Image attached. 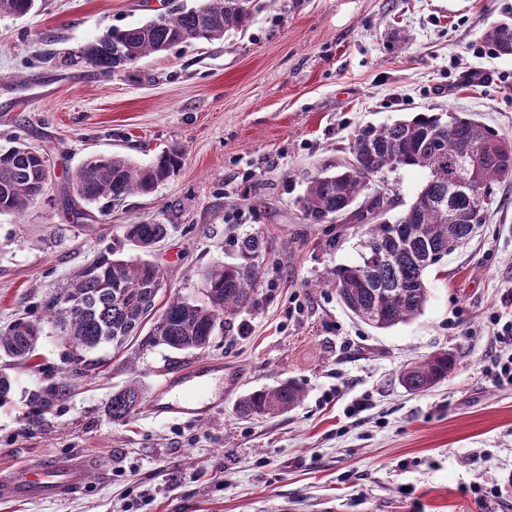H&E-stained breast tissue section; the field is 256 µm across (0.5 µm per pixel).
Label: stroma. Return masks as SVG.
I'll return each instance as SVG.
<instances>
[{"label":"stroma","mask_w":512,"mask_h":512,"mask_svg":"<svg viewBox=\"0 0 512 512\" xmlns=\"http://www.w3.org/2000/svg\"><path fill=\"white\" fill-rule=\"evenodd\" d=\"M198 0H37L0 18V145L46 150L44 196L0 215V327L36 318L46 296L127 224H166L151 259L160 300L199 295L203 274L239 258L250 235L265 248L256 303L204 351L131 343L105 347L98 372L68 380V349L44 325L32 364L0 354L13 380L0 406V472L80 457L88 484L56 501L2 500L0 512H512V384L491 377L501 350L491 315L512 319V185L474 237L427 276L414 321L387 330L353 317L328 272L356 261L365 225L313 224L297 197L308 176L350 157L359 128L419 112L468 114L512 138V55L483 36L512 0H258L247 25L190 41L112 77L67 64L106 31ZM485 73L472 86L463 76ZM179 149L180 171L148 196L76 217L69 178L89 157L150 164ZM448 351L456 366L408 393L409 362ZM224 365V406L199 419L149 412L162 384L188 368ZM292 379L302 403L241 419L242 395ZM70 381L48 413L32 392ZM138 383L146 404L128 421L113 392ZM497 487L480 507L475 487Z\"/></svg>","instance_id":"obj_1"}]
</instances>
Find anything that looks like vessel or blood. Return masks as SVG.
Here are the masks:
<instances>
[{
  "label": "vessel or blood",
  "instance_id": "b4317fda",
  "mask_svg": "<svg viewBox=\"0 0 512 512\" xmlns=\"http://www.w3.org/2000/svg\"><path fill=\"white\" fill-rule=\"evenodd\" d=\"M211 367L194 368L165 383L150 404L158 418L205 417L222 409L223 394L205 395ZM87 464L78 458L27 464L22 473L0 479V496L13 499H54L86 484Z\"/></svg>",
  "mask_w": 512,
  "mask_h": 512
}]
</instances>
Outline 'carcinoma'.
I'll return each instance as SVG.
<instances>
[{
    "mask_svg": "<svg viewBox=\"0 0 512 512\" xmlns=\"http://www.w3.org/2000/svg\"><path fill=\"white\" fill-rule=\"evenodd\" d=\"M252 0H202L194 8L162 13L72 51L76 62L96 74L116 75L141 59L189 42H213L250 20ZM35 0H0V16L28 14ZM484 41L499 55L512 54V21L490 25ZM352 160L332 173L311 177L297 200L304 219L322 224L346 214L361 196L364 182L394 168H420L427 179L416 198L393 220L367 225L359 260L336 266L322 286L332 288L343 307L376 329L409 323L422 314L428 300L426 276L448 256V243L460 248L479 227L459 183L471 180L493 189L512 183V140L479 121L454 112L419 113L379 127L365 126L353 136ZM173 149L146 166L117 156H92L72 174L67 204L81 215L79 204L106 199L114 204L133 194L150 195L182 165ZM48 180L46 154L16 142L0 148V214H20L43 196ZM168 224H126L124 239L142 258L126 260L115 251L95 255L72 279L41 304L38 319L18 318L0 328V351L27 364L34 356L42 323L52 324L68 348L71 376L96 369L93 355L106 346L118 348L137 337L156 306L158 268L146 255L169 235ZM258 237L240 242L242 262L213 264L205 274L206 303L178 293L169 297L163 318L141 339L174 350H204L216 328L231 325L254 304L259 269L254 258L263 250ZM454 356L435 353L408 364L400 382L411 392H425L455 369ZM68 383L54 384L31 395L34 412L43 414L60 401ZM304 391L291 380L254 390L236 403L242 418L284 415L300 405ZM143 396L131 383L112 393V420L123 422L139 408Z\"/></svg>",
    "mask_w": 512,
    "mask_h": 512,
    "instance_id": "carcinoma-1",
    "label": "carcinoma"
}]
</instances>
